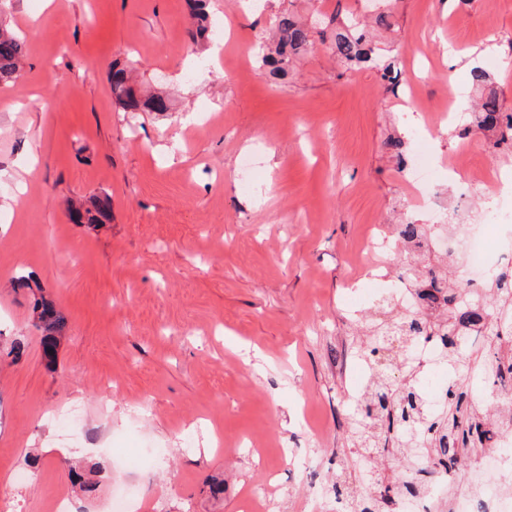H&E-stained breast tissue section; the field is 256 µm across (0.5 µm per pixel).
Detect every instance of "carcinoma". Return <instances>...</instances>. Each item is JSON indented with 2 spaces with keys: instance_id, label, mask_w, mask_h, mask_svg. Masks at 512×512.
I'll list each match as a JSON object with an SVG mask.
<instances>
[{
  "instance_id": "obj_1",
  "label": "carcinoma",
  "mask_w": 512,
  "mask_h": 512,
  "mask_svg": "<svg viewBox=\"0 0 512 512\" xmlns=\"http://www.w3.org/2000/svg\"><path fill=\"white\" fill-rule=\"evenodd\" d=\"M310 45L309 29L291 15L282 16L277 25L274 52L263 56L265 65L270 67V75L275 77L286 72L292 58L306 52ZM333 53L337 62L348 70L368 64L381 71L383 79L395 80L392 76L394 65L378 61L367 33L356 25L336 28ZM24 57V42L0 25V82L8 83L19 76ZM110 81L112 94L127 110L136 112L142 107L155 112L166 110L164 104L155 98L144 102L138 100L128 84L125 70L113 71ZM473 125L495 134L491 142L493 149L512 148V113L501 111L496 97L489 96L478 105ZM111 210L108 196H95L83 212V221L101 224L110 219ZM393 236L412 258L407 267L409 284L415 288L430 286L438 293V303L427 311L421 307L406 310L390 304L388 318L371 323L373 338L360 343V350L370 366V378L357 402L358 415L365 420L366 426L352 436V440L361 453L367 454L387 440L386 432L396 429L400 435L393 442L391 457H403L419 448L433 456L437 467L451 472L455 470L459 446L465 447L473 439L484 446L493 442L499 433L512 434V414L495 424H488L481 408L461 411L462 393L453 383L445 388L440 411H430L420 375L411 373L397 383L386 374L383 338L397 336L405 342L433 338L442 344L439 354L443 363L450 364L457 372L468 370L470 359L458 350L455 336L461 332H475L488 336L492 341L512 336V272L499 271L491 277L492 287L497 289L498 295L495 304L481 309L470 307L461 297L474 294L476 290L468 284L448 286L445 264L449 259L445 258L439 264L426 260L425 255L432 253L434 235L428 233L424 225L415 222L398 224L393 228ZM36 310L39 328L44 333V348L52 350L56 334L64 324V316L46 301L37 304ZM483 375L497 388V392L509 395L512 391V357L505 360L491 355L485 362ZM328 494L342 505L343 512H382L389 507L386 491L377 489L367 496H355L347 480L339 473L329 486Z\"/></svg>"
}]
</instances>
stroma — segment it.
Instances as JSON below:
<instances>
[{"mask_svg":"<svg viewBox=\"0 0 512 512\" xmlns=\"http://www.w3.org/2000/svg\"><path fill=\"white\" fill-rule=\"evenodd\" d=\"M378 11L390 14L374 42L394 83L342 70L330 49L332 17ZM208 12L215 42L192 38L187 0H0L26 49L0 85V488L20 512H50L61 493L71 512H110L119 481L137 490L133 512H246L264 482L272 512H320L340 466L356 489L373 471L430 481L425 456L372 466L351 444L365 380L355 354L382 299L356 320L348 285L365 278L370 225L430 218L399 159L434 158L442 223L458 202L447 166L463 156L491 176L474 207L496 179L512 210V154L490 133L458 135L487 95L512 112V0H209ZM288 12L313 45L276 80L261 47ZM116 68L167 111H125ZM256 147L249 175L241 160ZM94 194L111 197V221L74 223L66 200ZM28 274L65 318L51 359L33 291L17 285ZM462 344L472 371L452 380L465 403H487L490 340ZM69 405L85 415L74 448L52 418ZM116 448L168 454L121 473ZM492 452L460 455L454 501L469 512L512 493ZM75 465L92 495L76 492Z\"/></svg>","mask_w":512,"mask_h":512,"instance_id":"stroma-1","label":"stroma"}]
</instances>
